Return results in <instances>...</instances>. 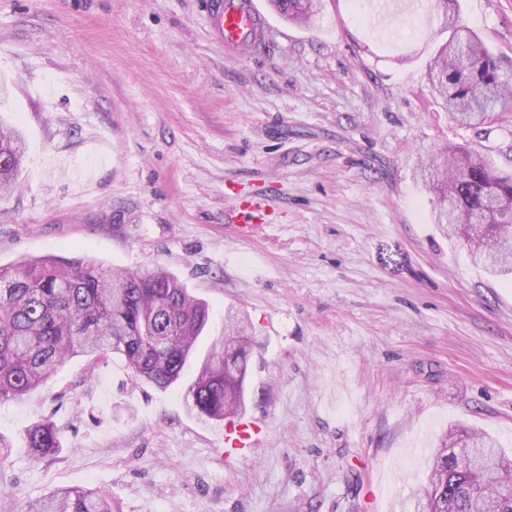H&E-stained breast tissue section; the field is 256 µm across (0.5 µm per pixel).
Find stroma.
<instances>
[{
    "instance_id": "1",
    "label": "stroma",
    "mask_w": 512,
    "mask_h": 512,
    "mask_svg": "<svg viewBox=\"0 0 512 512\" xmlns=\"http://www.w3.org/2000/svg\"><path fill=\"white\" fill-rule=\"evenodd\" d=\"M367 2L321 0L304 25L257 0L266 53L228 56L195 0H0V122L25 140L0 265H157L210 307L168 389L111 355L0 404L1 505L73 487L112 512H405L450 427L512 452V283L442 234L415 177L461 139L512 165V111L458 129L425 79L437 19L381 26ZM458 8L512 58V0ZM231 180L267 226L241 228ZM231 310L253 336L247 458L185 406ZM42 419L61 446L35 463L23 433Z\"/></svg>"
}]
</instances>
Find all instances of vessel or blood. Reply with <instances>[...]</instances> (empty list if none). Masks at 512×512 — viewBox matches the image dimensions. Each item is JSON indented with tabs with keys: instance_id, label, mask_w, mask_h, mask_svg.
<instances>
[{
	"instance_id": "b4317fda",
	"label": "vessel or blood",
	"mask_w": 512,
	"mask_h": 512,
	"mask_svg": "<svg viewBox=\"0 0 512 512\" xmlns=\"http://www.w3.org/2000/svg\"><path fill=\"white\" fill-rule=\"evenodd\" d=\"M213 36L228 56L248 51L261 54L267 46L268 26L253 0H197ZM254 423L240 417L224 428L225 455L246 456L257 445Z\"/></svg>"
}]
</instances>
